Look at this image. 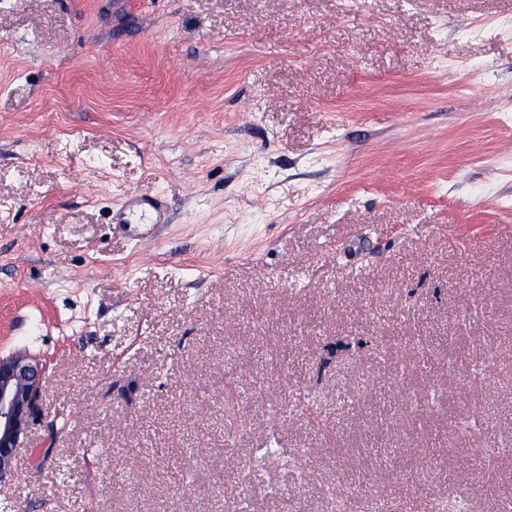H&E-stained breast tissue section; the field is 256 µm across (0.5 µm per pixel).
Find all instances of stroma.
Listing matches in <instances>:
<instances>
[{"instance_id": "stroma-1", "label": "stroma", "mask_w": 512, "mask_h": 512, "mask_svg": "<svg viewBox=\"0 0 512 512\" xmlns=\"http://www.w3.org/2000/svg\"><path fill=\"white\" fill-rule=\"evenodd\" d=\"M509 350L512 0H0V512H500ZM168 220L164 206L154 197L131 198L112 211L113 223L122 227L132 240L138 239L144 228L167 224ZM46 364L27 353L0 357V480L10 476L17 448L28 432L43 394Z\"/></svg>"}]
</instances>
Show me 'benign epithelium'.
<instances>
[{
	"instance_id": "obj_1",
	"label": "benign epithelium",
	"mask_w": 512,
	"mask_h": 512,
	"mask_svg": "<svg viewBox=\"0 0 512 512\" xmlns=\"http://www.w3.org/2000/svg\"><path fill=\"white\" fill-rule=\"evenodd\" d=\"M46 364L27 353L0 357V480L13 472L43 394Z\"/></svg>"
}]
</instances>
